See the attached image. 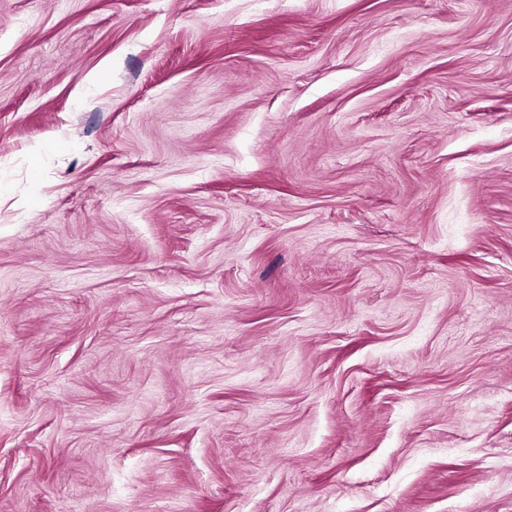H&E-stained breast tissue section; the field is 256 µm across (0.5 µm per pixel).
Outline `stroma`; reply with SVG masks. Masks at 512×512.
<instances>
[{
  "label": "stroma",
  "instance_id": "35a3bbf8",
  "mask_svg": "<svg viewBox=\"0 0 512 512\" xmlns=\"http://www.w3.org/2000/svg\"><path fill=\"white\" fill-rule=\"evenodd\" d=\"M0 512H512V0H0Z\"/></svg>",
  "mask_w": 512,
  "mask_h": 512
}]
</instances>
